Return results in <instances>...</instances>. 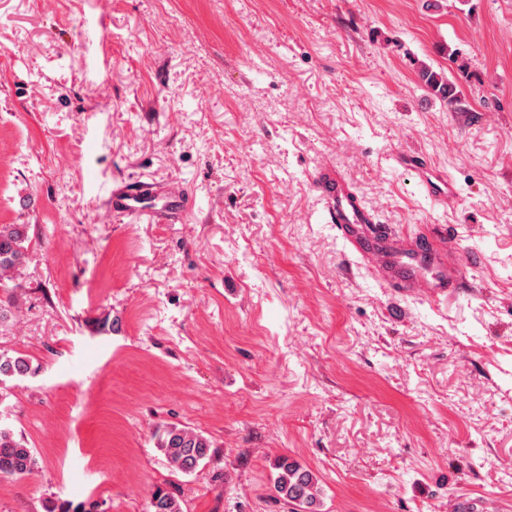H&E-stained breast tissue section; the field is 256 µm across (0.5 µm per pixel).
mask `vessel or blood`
<instances>
[{
  "instance_id": "1",
  "label": "vessel or blood",
  "mask_w": 512,
  "mask_h": 512,
  "mask_svg": "<svg viewBox=\"0 0 512 512\" xmlns=\"http://www.w3.org/2000/svg\"><path fill=\"white\" fill-rule=\"evenodd\" d=\"M392 160L395 166L413 173L432 200L456 198L454 182L424 154L401 151L393 153ZM184 203L185 188L177 181L130 180L112 190L107 199L112 214L147 216L156 223ZM313 210L323 223L336 228L350 254L374 281L401 297L420 296L439 303L471 286L464 262L451 249L447 229L412 236L401 225L377 222L374 210L332 164L316 167Z\"/></svg>"
}]
</instances>
